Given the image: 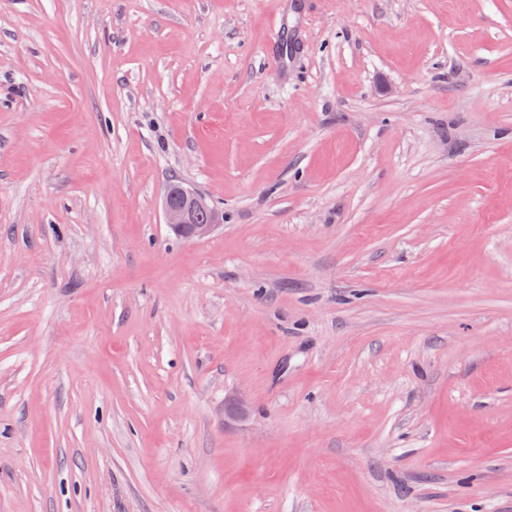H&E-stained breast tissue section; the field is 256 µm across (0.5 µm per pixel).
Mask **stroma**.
I'll list each match as a JSON object with an SVG mask.
<instances>
[{
    "label": "stroma",
    "instance_id": "obj_1",
    "mask_svg": "<svg viewBox=\"0 0 512 512\" xmlns=\"http://www.w3.org/2000/svg\"><path fill=\"white\" fill-rule=\"evenodd\" d=\"M0 512H512V0H0ZM164 224L186 239H203L220 226L218 215L195 192L171 185L164 196ZM204 218V219H203Z\"/></svg>",
    "mask_w": 512,
    "mask_h": 512
}]
</instances>
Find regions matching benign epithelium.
Wrapping results in <instances>:
<instances>
[{
	"label": "benign epithelium",
	"instance_id": "benign-epithelium-1",
	"mask_svg": "<svg viewBox=\"0 0 512 512\" xmlns=\"http://www.w3.org/2000/svg\"><path fill=\"white\" fill-rule=\"evenodd\" d=\"M164 223L187 239H203L218 228V215L205 200L183 186H170L164 196Z\"/></svg>",
	"mask_w": 512,
	"mask_h": 512
}]
</instances>
